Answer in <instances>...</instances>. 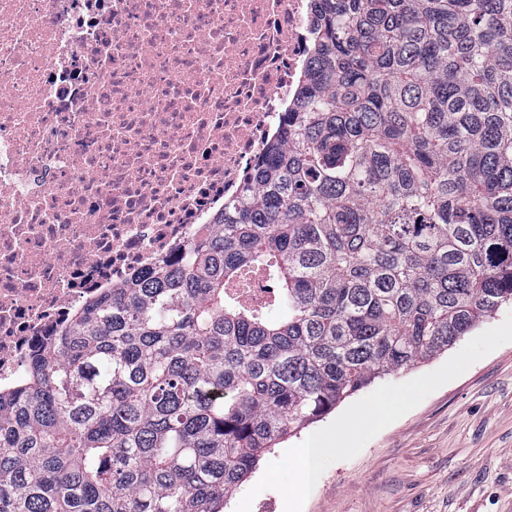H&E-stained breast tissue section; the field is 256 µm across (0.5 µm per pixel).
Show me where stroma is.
I'll return each mask as SVG.
<instances>
[{
	"label": "stroma",
	"instance_id": "1",
	"mask_svg": "<svg viewBox=\"0 0 512 512\" xmlns=\"http://www.w3.org/2000/svg\"><path fill=\"white\" fill-rule=\"evenodd\" d=\"M403 394L385 421L370 407ZM326 451L302 497L286 460L316 435ZM225 512H512V304L447 352L356 392L286 438L260 462Z\"/></svg>",
	"mask_w": 512,
	"mask_h": 512
}]
</instances>
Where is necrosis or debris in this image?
I'll return each instance as SVG.
<instances>
[{"instance_id": "4bbe7bcc", "label": "necrosis or debris", "mask_w": 512, "mask_h": 512, "mask_svg": "<svg viewBox=\"0 0 512 512\" xmlns=\"http://www.w3.org/2000/svg\"><path fill=\"white\" fill-rule=\"evenodd\" d=\"M310 55V0H0L1 390L240 194Z\"/></svg>"}]
</instances>
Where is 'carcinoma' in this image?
I'll return each mask as SVG.
<instances>
[{
    "mask_svg": "<svg viewBox=\"0 0 512 512\" xmlns=\"http://www.w3.org/2000/svg\"><path fill=\"white\" fill-rule=\"evenodd\" d=\"M312 2L238 200L0 394V512H221L279 440L512 303V0Z\"/></svg>",
    "mask_w": 512,
    "mask_h": 512,
    "instance_id": "obj_1",
    "label": "carcinoma"
}]
</instances>
